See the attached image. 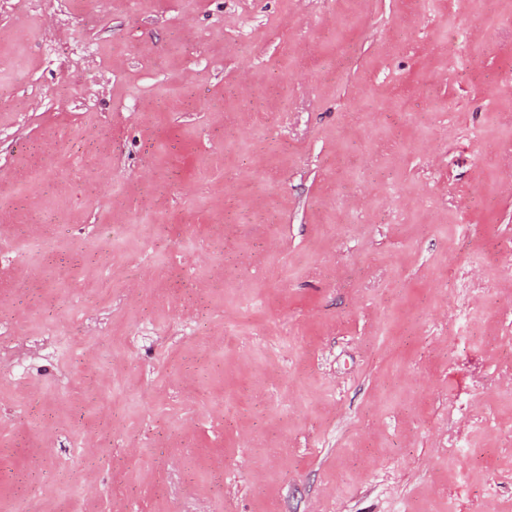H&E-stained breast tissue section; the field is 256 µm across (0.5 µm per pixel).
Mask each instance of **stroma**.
Masks as SVG:
<instances>
[{
  "label": "stroma",
  "mask_w": 512,
  "mask_h": 512,
  "mask_svg": "<svg viewBox=\"0 0 512 512\" xmlns=\"http://www.w3.org/2000/svg\"><path fill=\"white\" fill-rule=\"evenodd\" d=\"M0 46V512H512V0Z\"/></svg>",
  "instance_id": "35a3bbf8"
}]
</instances>
